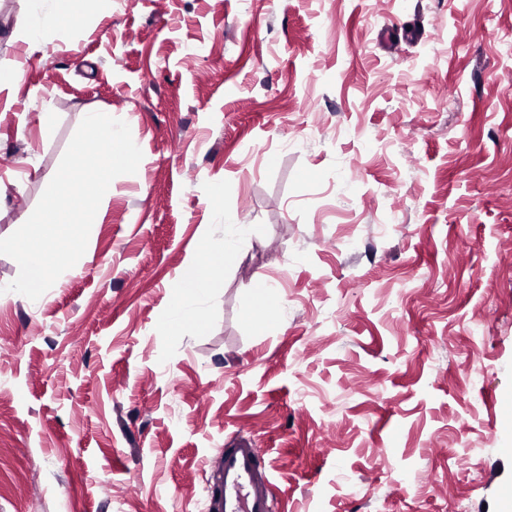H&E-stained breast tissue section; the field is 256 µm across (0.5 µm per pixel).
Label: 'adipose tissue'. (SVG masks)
Listing matches in <instances>:
<instances>
[{
	"label": "adipose tissue",
	"instance_id": "obj_1",
	"mask_svg": "<svg viewBox=\"0 0 512 512\" xmlns=\"http://www.w3.org/2000/svg\"><path fill=\"white\" fill-rule=\"evenodd\" d=\"M28 5L31 20L22 36L33 44L42 43L48 33L63 34L79 28L84 20L77 0H28ZM212 221L221 225L222 235L209 242L208 264L194 266L184 293L173 306L168 317V325L173 330L202 325L207 297L217 284L219 268L224 259L234 253L237 239L247 231L246 225L237 223L233 215L220 208L213 211Z\"/></svg>",
	"mask_w": 512,
	"mask_h": 512
}]
</instances>
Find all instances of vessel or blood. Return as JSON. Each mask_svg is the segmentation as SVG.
Segmentation results:
<instances>
[{"mask_svg":"<svg viewBox=\"0 0 512 512\" xmlns=\"http://www.w3.org/2000/svg\"><path fill=\"white\" fill-rule=\"evenodd\" d=\"M258 447H229L211 461V512H276L270 475Z\"/></svg>","mask_w":512,"mask_h":512,"instance_id":"obj_1","label":"vessel or blood"}]
</instances>
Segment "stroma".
Instances as JSON below:
<instances>
[{
  "label": "stroma",
  "instance_id": "35a3bbf8",
  "mask_svg": "<svg viewBox=\"0 0 512 512\" xmlns=\"http://www.w3.org/2000/svg\"><path fill=\"white\" fill-rule=\"evenodd\" d=\"M27 21L0 0V238L86 113L143 159L75 267L0 293V512H202L233 442L279 512H512V0H92L36 47ZM219 206L248 234L171 332Z\"/></svg>",
  "mask_w": 512,
  "mask_h": 512
}]
</instances>
